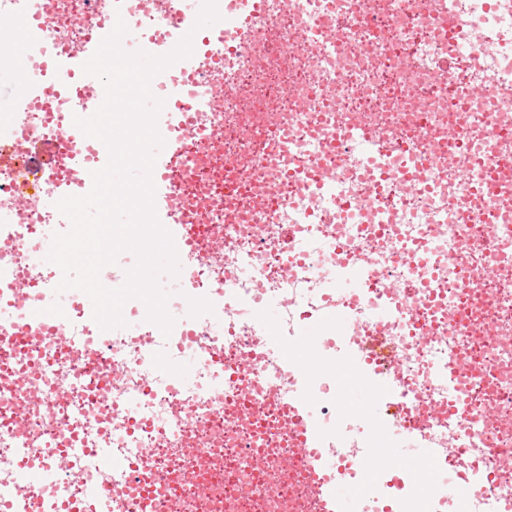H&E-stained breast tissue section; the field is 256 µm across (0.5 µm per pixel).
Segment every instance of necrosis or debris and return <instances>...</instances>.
Returning <instances> with one entry per match:
<instances>
[{"label":"necrosis or debris","mask_w":512,"mask_h":512,"mask_svg":"<svg viewBox=\"0 0 512 512\" xmlns=\"http://www.w3.org/2000/svg\"><path fill=\"white\" fill-rule=\"evenodd\" d=\"M130 20L161 37L180 0H130ZM24 103L0 113V313L12 288L49 299L58 267L34 265L47 199L82 195L87 159L70 133L84 86H54L52 59L79 54L112 21L111 0H32ZM246 43L206 39L188 64L190 116L168 180L193 230L178 259L189 287L217 298L163 334L140 300L138 335L98 338L74 299L59 333L0 320V497L40 512L75 500L33 459L66 451L108 491L93 512H317L320 485L292 421L296 402L325 421L353 512H456L447 482L367 476L385 431L413 432L465 470L468 512L512 504V0H266ZM291 87L284 97L283 87ZM281 128L287 144L258 150ZM53 143L49 161L31 151ZM442 159L424 165L423 155ZM359 275L343 293L338 282ZM415 292H407V285ZM281 310L277 338L263 304ZM316 371L288 364L306 320ZM395 352L364 356L370 337ZM199 358L193 377L170 368ZM353 368L372 396L362 424L333 382ZM111 468H102V459ZM499 473L485 484L487 470Z\"/></svg>","instance_id":"1"}]
</instances>
